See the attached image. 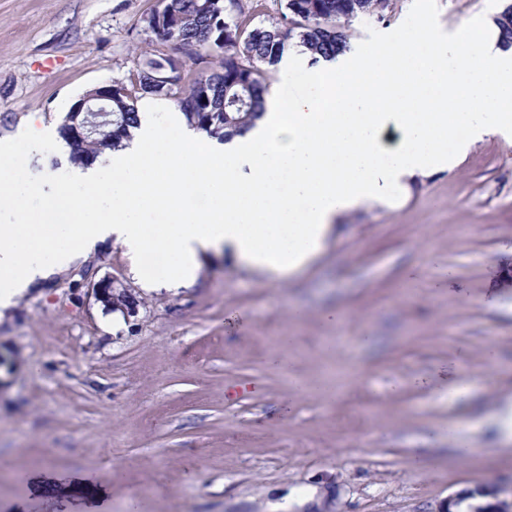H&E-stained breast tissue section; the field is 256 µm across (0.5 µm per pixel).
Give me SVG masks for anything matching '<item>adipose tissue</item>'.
I'll return each instance as SVG.
<instances>
[{
  "instance_id": "obj_1",
  "label": "adipose tissue",
  "mask_w": 512,
  "mask_h": 512,
  "mask_svg": "<svg viewBox=\"0 0 512 512\" xmlns=\"http://www.w3.org/2000/svg\"><path fill=\"white\" fill-rule=\"evenodd\" d=\"M279 69L262 116L223 140L201 138L179 112L158 126L146 108L124 147L50 185L0 149V203L12 212L0 224V311L111 240L149 289L194 281L208 252L282 280L321 254L339 215L394 205L485 136H512V46L495 25L448 37L424 20L416 35L392 30L316 63L295 54ZM32 195L40 211L26 206ZM148 253L169 258L165 277L144 270Z\"/></svg>"
}]
</instances>
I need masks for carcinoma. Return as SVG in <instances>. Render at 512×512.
I'll return each mask as SVG.
<instances>
[{
  "instance_id": "obj_1",
  "label": "carcinoma",
  "mask_w": 512,
  "mask_h": 512,
  "mask_svg": "<svg viewBox=\"0 0 512 512\" xmlns=\"http://www.w3.org/2000/svg\"><path fill=\"white\" fill-rule=\"evenodd\" d=\"M385 0H286L282 21L253 25L264 0H161L147 18L148 29L173 44L199 69L185 68L183 58L144 53L134 60L129 83L113 82L112 127L102 126L81 143L71 142L70 115L59 132L70 160L82 165L121 146L137 123V101L150 95L176 101L189 126L210 137L240 131L260 115L261 97L271 68L290 43L312 59L334 58L347 48L345 23L373 14ZM502 42L512 46V3L496 18Z\"/></svg>"
}]
</instances>
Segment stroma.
Instances as JSON below:
<instances>
[{"instance_id": "stroma-1", "label": "stroma", "mask_w": 512, "mask_h": 512, "mask_svg": "<svg viewBox=\"0 0 512 512\" xmlns=\"http://www.w3.org/2000/svg\"><path fill=\"white\" fill-rule=\"evenodd\" d=\"M504 4L386 0L347 42L416 33L426 15L453 34ZM157 6L0 0V146L24 177L58 166L53 137L29 156L30 115L54 127L88 90L128 80L141 51L172 53L145 23ZM339 222L278 283L206 255L192 285L147 290L113 242L0 312V512H127L132 496L139 512H432L512 483L495 425L512 406V138L486 137L398 208ZM112 277L136 314L92 296ZM281 336L295 339L284 373L266 362ZM48 468L58 483L34 488Z\"/></svg>"}]
</instances>
